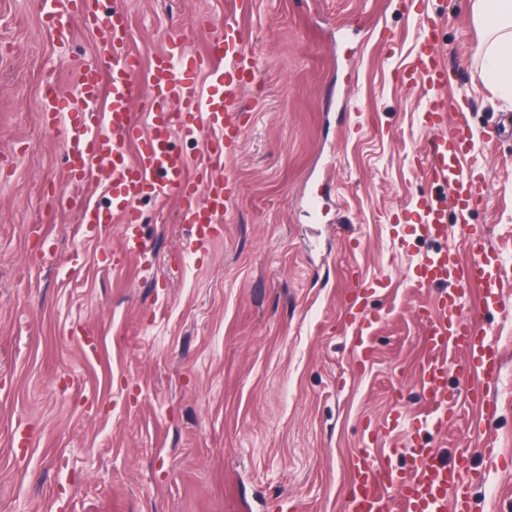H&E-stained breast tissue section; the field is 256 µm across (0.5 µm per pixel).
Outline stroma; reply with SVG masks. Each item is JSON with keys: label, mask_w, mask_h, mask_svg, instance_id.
Returning a JSON list of instances; mask_svg holds the SVG:
<instances>
[{"label": "stroma", "mask_w": 512, "mask_h": 512, "mask_svg": "<svg viewBox=\"0 0 512 512\" xmlns=\"http://www.w3.org/2000/svg\"><path fill=\"white\" fill-rule=\"evenodd\" d=\"M43 8L0 0V512H343L367 423L423 406L413 313L437 291L416 264L434 245L410 227L435 191L416 157L441 130L405 76L420 16L439 23L449 95L471 100L488 201L470 221L512 256V135L483 141L512 104L479 78L469 0H127L142 68L173 33L204 52L227 20L260 60L228 166L239 205L196 248L175 199H145L154 279L114 266L121 225L80 227V208L108 199L71 180L40 91L94 62L102 33L77 23L59 46ZM361 282L379 317L363 371L347 316ZM467 308L503 354L489 432L508 451L473 454L470 508L512 512V286L490 308L470 292ZM20 428L31 442L16 450Z\"/></svg>", "instance_id": "35a3bbf8"}]
</instances>
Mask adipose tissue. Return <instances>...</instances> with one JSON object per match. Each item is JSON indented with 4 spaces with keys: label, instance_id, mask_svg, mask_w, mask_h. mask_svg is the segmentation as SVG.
<instances>
[{
    "label": "adipose tissue",
    "instance_id": "ef3b65f1",
    "mask_svg": "<svg viewBox=\"0 0 512 512\" xmlns=\"http://www.w3.org/2000/svg\"><path fill=\"white\" fill-rule=\"evenodd\" d=\"M470 6L484 33L476 48L480 79L502 98L512 99V0H470Z\"/></svg>",
    "mask_w": 512,
    "mask_h": 512
}]
</instances>
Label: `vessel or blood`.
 <instances>
[{
  "label": "vessel or blood",
  "instance_id": "b4317fda",
  "mask_svg": "<svg viewBox=\"0 0 512 512\" xmlns=\"http://www.w3.org/2000/svg\"><path fill=\"white\" fill-rule=\"evenodd\" d=\"M74 15L85 25L101 30L105 37L98 49L97 64L78 60L67 66V83L45 81L42 112L45 123L64 133L68 172L79 181L106 184L107 207L84 206L80 222L86 231L105 224L124 228V255L139 259L148 275L156 265L148 242L138 233L140 201L148 195L173 197L178 201V221L188 225L191 242L204 246L235 206L239 187L231 176H220L223 166L241 148L244 125L235 108L243 89L259 76L257 54L250 46L244 27L228 20L211 39L205 53L189 52L181 36L172 35L153 58L149 91L139 94L140 59L122 46L126 20L123 0H113L101 9L102 0H70ZM43 21L57 42L70 37V22L59 9L44 11ZM426 37L408 70L411 80L425 89L427 116L442 121L449 109L447 65L436 50L438 22L425 18ZM210 70L208 88L197 77ZM111 94L105 111L96 105L102 83ZM140 97L146 117L138 123L130 109ZM199 143L204 163L177 151L174 139ZM473 151L472 135L465 121L436 139L430 152L421 157L433 184L447 189L456 203L455 217H448L440 198L423 197L418 205L421 221L415 233L441 243L442 248L425 258L418 269L420 282L438 288L433 308L422 309L423 353L416 375L424 404L423 425L434 434L445 433L455 421L459 405L467 401L481 409L472 435L479 438L488 457H496L498 442L482 434L495 418L489 395L496 389L502 370L499 343L465 305L468 292L478 291L484 303L494 304L506 281L512 280L501 252L491 245L485 231L469 222L473 205L485 202L483 177L466 162ZM460 228L470 258L461 261L448 246V224ZM352 294L349 320L356 328L353 348L357 368L372 360L369 335L374 313ZM465 361H458V351ZM457 374L461 387H449L448 377ZM369 445L355 456L351 477L344 489L346 512H387L396 500L398 512H469L472 483L471 456L460 450L452 462L441 459L437 448L417 440L416 432L399 420L378 424L367 432ZM407 450V466H396L393 458Z\"/></svg>",
  "mask_w": 512,
  "mask_h": 512
}]
</instances>
